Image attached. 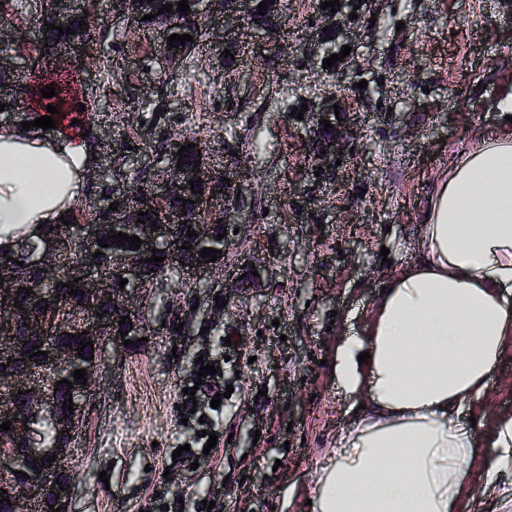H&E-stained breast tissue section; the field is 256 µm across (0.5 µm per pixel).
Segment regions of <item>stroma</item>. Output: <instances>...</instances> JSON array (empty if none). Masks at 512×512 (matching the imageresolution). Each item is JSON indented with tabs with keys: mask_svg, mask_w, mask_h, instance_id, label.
<instances>
[{
	"mask_svg": "<svg viewBox=\"0 0 512 512\" xmlns=\"http://www.w3.org/2000/svg\"><path fill=\"white\" fill-rule=\"evenodd\" d=\"M284 4L277 34L244 38L218 78L210 50L196 54L168 100L169 137L194 130L234 167L244 191L239 231L226 235L223 270L197 274L219 281V293L165 283L166 297L197 305L182 335L163 327L151 291L126 298L140 316V340L95 377L71 473L72 512H201L205 499L212 512H309L312 466L350 423L334 372L341 334L364 327L377 288L413 261L438 175L503 127L497 105L512 96V0H362L357 19L341 10L330 23L318 0ZM83 8L112 32L77 62L98 132L135 147L141 166L157 172L146 143L151 104L170 78L162 43L116 13L113 0ZM41 10L42 0L6 8L26 69L37 57ZM327 39L351 48L328 69L316 52ZM325 89L358 133L346 142L344 166L319 177L303 143L306 121L276 111L271 98L291 90L309 100ZM203 359L219 361L234 391L223 412L201 408L185 420L182 390ZM508 410L512 342L486 396L466 408L478 421ZM206 420L221 437L218 453L200 455L195 469L173 462L179 446L199 450ZM468 467L476 496L462 512H502L486 464L476 458Z\"/></svg>",
	"mask_w": 512,
	"mask_h": 512,
	"instance_id": "1",
	"label": "stroma"
}]
</instances>
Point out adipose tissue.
Returning <instances> with one entry per match:
<instances>
[{
	"mask_svg": "<svg viewBox=\"0 0 512 512\" xmlns=\"http://www.w3.org/2000/svg\"><path fill=\"white\" fill-rule=\"evenodd\" d=\"M85 158L79 142L0 127V226L59 223L82 199ZM415 254L378 289L365 332L336 346L353 416L313 472L311 512H459L470 460L512 470V413L461 419L512 339V128L439 177Z\"/></svg>",
	"mask_w": 512,
	"mask_h": 512,
	"instance_id": "ef3b65f1",
	"label": "adipose tissue"
}]
</instances>
